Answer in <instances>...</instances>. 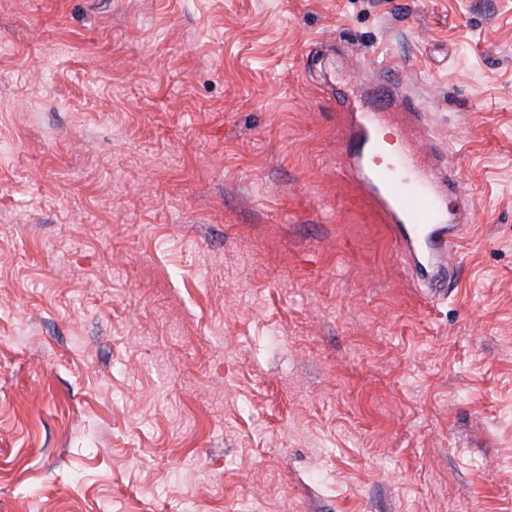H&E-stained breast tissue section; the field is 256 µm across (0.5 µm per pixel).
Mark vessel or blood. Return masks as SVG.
I'll list each match as a JSON object with an SVG mask.
<instances>
[{
  "instance_id": "obj_1",
  "label": "vessel or blood",
  "mask_w": 512,
  "mask_h": 512,
  "mask_svg": "<svg viewBox=\"0 0 512 512\" xmlns=\"http://www.w3.org/2000/svg\"><path fill=\"white\" fill-rule=\"evenodd\" d=\"M387 111L403 112L424 140L427 154L444 161L414 99L399 87L376 85L354 108L356 125L343 142L347 170L365 188L399 252L410 253L416 243L426 247L428 259L412 261L411 276L434 290L456 268L465 221L460 210L447 208L419 173L402 135H395L392 147L383 146L379 131Z\"/></svg>"
}]
</instances>
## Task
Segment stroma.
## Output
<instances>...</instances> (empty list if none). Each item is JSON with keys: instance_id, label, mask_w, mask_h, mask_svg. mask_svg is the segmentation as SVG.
<instances>
[{"instance_id": "1", "label": "stroma", "mask_w": 512, "mask_h": 512, "mask_svg": "<svg viewBox=\"0 0 512 512\" xmlns=\"http://www.w3.org/2000/svg\"><path fill=\"white\" fill-rule=\"evenodd\" d=\"M380 79L468 199L436 299L342 170ZM244 500L512 512V0H0V512Z\"/></svg>"}]
</instances>
